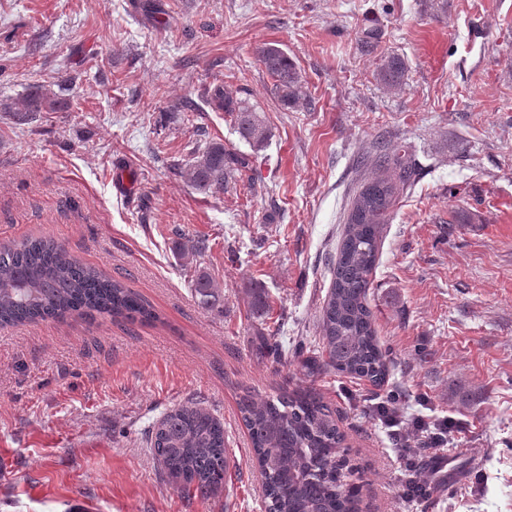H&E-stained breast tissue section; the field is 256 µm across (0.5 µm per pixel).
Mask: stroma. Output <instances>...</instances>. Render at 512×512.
Here are the masks:
<instances>
[{
  "label": "stroma",
  "mask_w": 512,
  "mask_h": 512,
  "mask_svg": "<svg viewBox=\"0 0 512 512\" xmlns=\"http://www.w3.org/2000/svg\"><path fill=\"white\" fill-rule=\"evenodd\" d=\"M134 2L0 0V100L69 76L78 94L31 132L0 115V246L52 237L157 315L0 327V512H264L246 386H310L336 407L360 512H403V470L365 412L378 391L467 426L448 455L457 478L437 473L424 512H512V0H166L171 14L151 21ZM372 17L407 65L402 91L360 51ZM267 43L300 68L310 111L274 97L256 55ZM217 82L260 111L262 151L203 101ZM202 130L250 155V183L202 194L170 170ZM382 136L420 166L371 277L388 373L379 386L312 379L301 362ZM183 233L208 239L223 313L193 297ZM278 328L287 357L256 355ZM193 400L224 424L228 475L206 501L167 481L147 442Z\"/></svg>",
  "instance_id": "stroma-1"
}]
</instances>
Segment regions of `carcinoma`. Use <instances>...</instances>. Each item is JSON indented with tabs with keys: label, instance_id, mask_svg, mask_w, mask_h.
Masks as SVG:
<instances>
[{
	"label": "carcinoma",
	"instance_id": "1",
	"mask_svg": "<svg viewBox=\"0 0 512 512\" xmlns=\"http://www.w3.org/2000/svg\"><path fill=\"white\" fill-rule=\"evenodd\" d=\"M381 28L372 20L360 27L361 50L377 53ZM258 61L273 81L279 102L309 109L302 75L296 63L275 44L258 50ZM407 65L393 53L380 54L375 78L390 92L406 84ZM60 93L32 91L0 111L18 126L37 122L42 112L71 107L72 83L58 84ZM209 103L232 115L236 132L254 151L262 150L270 129L247 100L223 85L209 95ZM248 156L221 140L201 138L186 161L174 159L170 168L201 193L224 189L249 169ZM374 175L356 191L332 263L331 284L321 308L320 358L303 361L313 378L324 369L381 384L387 372L375 333L368 296L370 275L378 260L384 224L400 196L411 187L414 170L399 146L374 159ZM182 255L198 261L211 246L204 238L186 237ZM192 292L207 308L224 306L222 289L202 267L195 269ZM110 316L135 320L151 310L123 282L70 257L63 244L46 236L30 237L0 247V326L71 316ZM258 468L264 476L266 512H358L354 471L338 454L344 441L336 409L312 388L284 390L275 399L244 388L239 399ZM150 448L166 478L203 500L224 487L227 459L224 425L200 402L166 412L152 427Z\"/></svg>",
	"mask_w": 512,
	"mask_h": 512
}]
</instances>
